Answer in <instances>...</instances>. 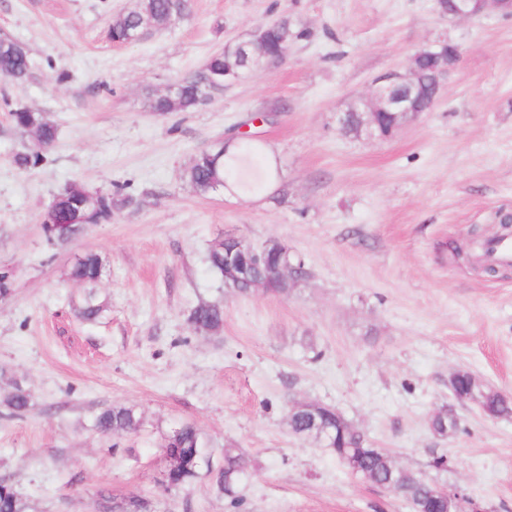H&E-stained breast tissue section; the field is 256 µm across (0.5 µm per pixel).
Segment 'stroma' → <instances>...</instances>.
Wrapping results in <instances>:
<instances>
[{
    "label": "stroma",
    "mask_w": 512,
    "mask_h": 512,
    "mask_svg": "<svg viewBox=\"0 0 512 512\" xmlns=\"http://www.w3.org/2000/svg\"><path fill=\"white\" fill-rule=\"evenodd\" d=\"M139 0H0V35L25 45L30 78H0V394L21 382L32 405H0V476L36 512H91L96 494L149 495L158 512H412L395 493L351 476L327 449L295 436L298 402L338 409L407 469L447 456L438 484L486 512H512V415L453 403L450 375L467 369L512 397V277L478 275L453 251L472 227L497 229L512 211V17L454 21L434 0H191L187 16L137 42L109 28ZM289 19L279 66L254 70L193 112L158 114L148 93L203 68L259 23ZM462 56L432 111L386 139L339 130L351 101L409 66L438 38ZM47 113L58 127L37 167L9 112ZM252 132L274 178L252 195L197 194L185 172L202 148ZM111 191L128 204L58 247L43 216L65 185ZM284 242L308 277L276 296L239 295L209 265L224 235ZM98 254L97 323L76 318L85 285L76 258ZM224 307L219 334L187 321L198 301ZM140 412V431L105 437L98 407ZM453 406L457 429L431 419ZM201 431L213 464L237 449L254 467L232 507L209 478L187 491L160 485L165 438Z\"/></svg>",
    "instance_id": "1"
}]
</instances>
